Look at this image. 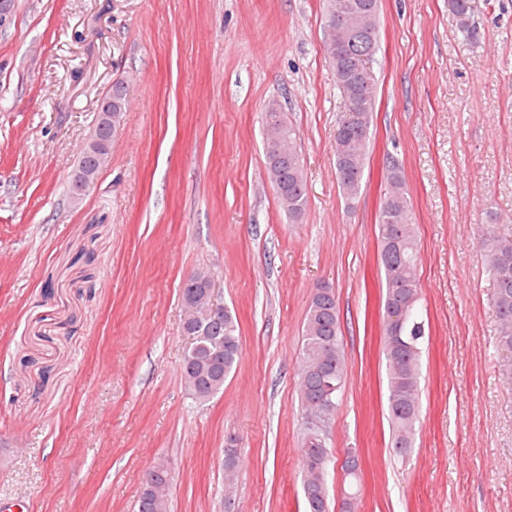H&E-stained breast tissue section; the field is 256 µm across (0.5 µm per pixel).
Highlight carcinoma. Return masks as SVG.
Instances as JSON below:
<instances>
[{
	"mask_svg": "<svg viewBox=\"0 0 512 512\" xmlns=\"http://www.w3.org/2000/svg\"><path fill=\"white\" fill-rule=\"evenodd\" d=\"M448 8L464 30L470 29L472 0H448ZM341 17V31L329 35L336 47L326 46L336 74V85L343 94L347 111L336 125L343 137V153L336 155V178L346 200L357 198L364 175L370 125L376 102L373 69H365L364 57L373 56L379 43V0H326L324 18ZM263 124L278 132L288 156L276 158L263 148L267 170L275 193L291 218L299 217L308 205L306 180L293 127L280 108L263 113ZM390 187L378 215L379 262L384 272L383 311L401 305L405 321L397 331L381 317L387 370V410L390 448L397 456L413 447L419 421V377L421 346L425 327L417 282L419 249L413 209L398 160L386 165ZM478 242L486 269L495 288L492 303L498 320V345L512 352V215L487 212L479 225ZM211 279L200 270L182 287L183 331L194 332L195 342L184 352L182 379L191 396L200 403L224 391V383L241 354L240 330L236 317L224 309V318L212 322L206 315L205 292ZM340 320L333 288L313 290L303 325L299 366L298 396L305 414L326 421L346 379V366L340 346ZM329 443L325 430L307 428L301 441L300 472L306 512H328L326 473ZM239 467L237 439L228 437L224 448V480L228 489L236 485ZM170 471L163 463L150 472V483L138 501L137 512H167ZM342 502H355L361 487L360 464L344 472Z\"/></svg>",
	"mask_w": 512,
	"mask_h": 512,
	"instance_id": "obj_1",
	"label": "carcinoma"
}]
</instances>
